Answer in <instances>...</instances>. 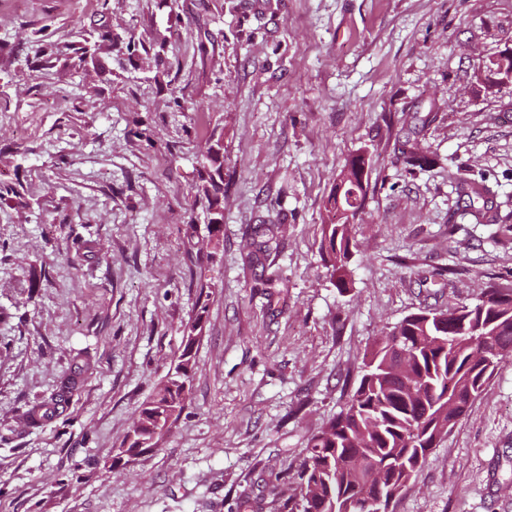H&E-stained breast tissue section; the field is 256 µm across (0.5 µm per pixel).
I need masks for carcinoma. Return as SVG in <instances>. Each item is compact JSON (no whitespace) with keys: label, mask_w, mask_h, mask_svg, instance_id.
<instances>
[{"label":"carcinoma","mask_w":512,"mask_h":512,"mask_svg":"<svg viewBox=\"0 0 512 512\" xmlns=\"http://www.w3.org/2000/svg\"><path fill=\"white\" fill-rule=\"evenodd\" d=\"M43 66L98 70L104 55H114L122 69L148 61L151 80L165 75L167 41L156 38L138 46L126 30L109 25L88 32L65 48L48 42L40 50ZM403 162L412 168L434 164L421 144H402ZM350 179L332 192L322 224L321 255L336 275V287L349 288L352 240L349 219L365 206L366 158L359 153L345 165ZM224 136L212 134L200 148L196 199L204 205L208 225L221 231L224 219ZM465 211L486 216L489 189L467 178L458 180ZM23 183L0 181V200L27 206ZM275 225L259 224L251 247L264 252ZM206 304L182 338L174 371L162 381L133 422L123 447L143 451L177 421L188 399L194 369L193 336L203 330ZM512 360V290L486 288L475 302L449 312L421 309L374 339L363 357L362 374L347 405L312 436L297 469V493L286 500L289 512H370L371 501L401 492L448 429L471 407L488 374ZM77 382L67 380L49 400L33 406L20 420L38 426L65 407Z\"/></svg>","instance_id":"obj_1"}]
</instances>
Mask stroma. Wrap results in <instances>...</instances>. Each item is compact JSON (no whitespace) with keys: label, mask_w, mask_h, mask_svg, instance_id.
Wrapping results in <instances>:
<instances>
[{"label":"stroma","mask_w":512,"mask_h":512,"mask_svg":"<svg viewBox=\"0 0 512 512\" xmlns=\"http://www.w3.org/2000/svg\"><path fill=\"white\" fill-rule=\"evenodd\" d=\"M104 16L167 40L170 83L109 58L91 75L33 70L35 31L64 46ZM510 46L512 0H0V178L29 201L0 202V512H284L376 336L512 289V83L479 78ZM217 128L224 223L208 263L195 183ZM409 138L433 167L402 162ZM360 150L368 195L343 292L321 229ZM458 171L489 186L491 221L461 218ZM259 224L284 230L252 264ZM202 294L185 409L122 454ZM84 359L66 411L19 425ZM393 512H512V362Z\"/></svg>","instance_id":"35a3bbf8"}]
</instances>
